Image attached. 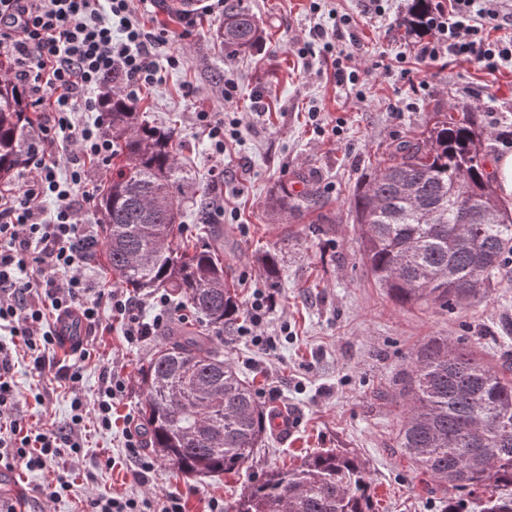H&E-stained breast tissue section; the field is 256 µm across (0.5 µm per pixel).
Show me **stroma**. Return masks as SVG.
I'll use <instances>...</instances> for the list:
<instances>
[{"instance_id": "35a3bbf8", "label": "stroma", "mask_w": 512, "mask_h": 512, "mask_svg": "<svg viewBox=\"0 0 512 512\" xmlns=\"http://www.w3.org/2000/svg\"><path fill=\"white\" fill-rule=\"evenodd\" d=\"M261 38L250 52L222 49L212 34L223 7L184 14L153 0L142 22L181 33L158 57L160 79L142 87L138 105L158 126L177 131L178 153L189 180L184 233L196 236L195 214L207 203L224 229V264L237 284L241 305L256 293L272 300L260 329L274 348L263 351L237 326L223 333V352L237 370L253 378L267 412L284 415L287 433L268 431L265 446L239 472L187 477L159 462L145 486L134 479L126 439L140 427L134 376L173 327L197 325L190 309L176 310L167 323L137 346L127 345L120 323L102 309L105 330L94 336L97 353L83 365L81 394L94 400L105 370L124 377L127 388L112 406V427L87 424L67 495L47 500L40 493L53 468L16 471L24 492L23 512H81L88 497L116 493L176 495L185 512H208L211 499L232 505L262 473L296 465L322 448H344L365 464L375 512H442L424 476L394 447L402 408L391 397L395 380L409 369L417 348L436 336L478 346L491 362L512 360V276L470 308L448 311L433 305L401 307L377 288L359 252L352 202L361 179L391 147L415 134L437 112L476 113L488 132L487 165L505 148L498 133L512 129V68L489 72L463 61L440 60L432 71L415 67L411 78L395 68L396 56H413L423 32L403 26L413 0H389L384 15L368 0H245ZM349 15L352 33L336 48L354 53L362 72L360 91L337 86L323 55H301L315 24L332 26L333 15ZM180 57L170 66L169 56ZM237 86L224 100L223 79ZM229 115L238 121L235 139L216 158L197 113ZM311 193L318 206L281 225L267 204L281 185ZM277 252L280 271L269 280L257 257ZM53 368L31 374L19 356L15 381L18 411L36 427L63 426L73 395ZM112 468H103L104 460Z\"/></svg>"}]
</instances>
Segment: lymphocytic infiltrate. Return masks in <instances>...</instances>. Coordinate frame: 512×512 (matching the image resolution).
Wrapping results in <instances>:
<instances>
[{
    "mask_svg": "<svg viewBox=\"0 0 512 512\" xmlns=\"http://www.w3.org/2000/svg\"><path fill=\"white\" fill-rule=\"evenodd\" d=\"M148 0H0V57L9 61L8 76L33 96V106H48L42 128L43 148L35 149L20 193L0 196V323L25 347L32 368L44 372L58 349L52 318L71 310L84 318L89 332L102 327L101 306L124 327L127 344L136 345L161 327L169 315L166 294H153L160 312L153 323L140 316V303L121 288L91 285L83 270L84 250L95 241L90 225L79 218L88 165L107 167L112 142L99 124L81 121L79 110H98L88 93L112 75L126 79L129 101L159 78L156 56L176 34L146 30L132 15L133 2ZM428 41L417 59L465 60L496 71L512 67V9L505 0H436L423 19ZM502 30L491 38V29ZM76 145L66 179L44 150L58 138ZM94 346H80L60 378L76 396L67 426L36 430L17 412L15 357L0 344V467L41 470L64 457H78V441L87 417L102 429L112 426V402L126 390L123 377L104 372L94 402L79 398L82 364L95 357ZM84 512H184L180 497L139 495L91 497Z\"/></svg>",
    "mask_w": 512,
    "mask_h": 512,
    "instance_id": "obj_1",
    "label": "lymphocytic infiltrate"
}]
</instances>
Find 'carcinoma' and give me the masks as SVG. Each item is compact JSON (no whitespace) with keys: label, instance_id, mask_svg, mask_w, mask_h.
Instances as JSON below:
<instances>
[{"label":"carcinoma","instance_id":"obj_1","mask_svg":"<svg viewBox=\"0 0 512 512\" xmlns=\"http://www.w3.org/2000/svg\"><path fill=\"white\" fill-rule=\"evenodd\" d=\"M215 39L235 53L257 45V21L242 0H224ZM101 104L112 160L96 203L102 246L92 252L113 284L162 289L202 322L160 343L138 370L139 414L151 447L183 473L237 472L261 446L271 417L210 335L240 313L224 272V233L201 207L207 243L181 234L185 176L174 129L150 125L116 86ZM435 116L378 162L353 209L364 263L392 301L463 310L506 275L512 210L484 171V134L471 114ZM36 145L26 92L0 78V181L26 166ZM271 206L278 215L300 209L286 187ZM394 397L404 408L396 448L427 476L443 512H460L459 502L476 493L485 495L483 512H512V362L489 365L471 345L436 338L414 353ZM371 498L358 457L326 449L251 482L233 512H372Z\"/></svg>","mask_w":512,"mask_h":512}]
</instances>
